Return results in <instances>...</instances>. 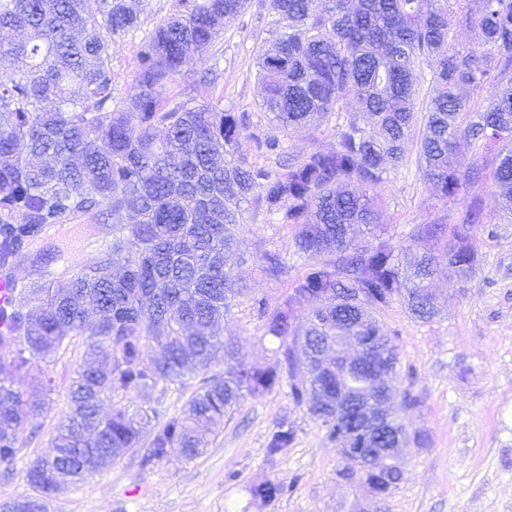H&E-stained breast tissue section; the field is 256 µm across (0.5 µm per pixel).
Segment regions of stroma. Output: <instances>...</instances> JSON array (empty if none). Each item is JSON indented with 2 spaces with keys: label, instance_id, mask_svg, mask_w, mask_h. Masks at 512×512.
I'll list each match as a JSON object with an SVG mask.
<instances>
[{
  "label": "stroma",
  "instance_id": "1",
  "mask_svg": "<svg viewBox=\"0 0 512 512\" xmlns=\"http://www.w3.org/2000/svg\"><path fill=\"white\" fill-rule=\"evenodd\" d=\"M172 0H139L141 28L111 45L114 92H129L142 42L165 17ZM267 14L260 0H251L242 16L226 22L223 34L209 48L207 65L221 69L222 79L204 84L198 72L176 77L166 92L168 103L179 101L187 83L197 85L196 97L231 112L251 115L249 129L239 138V151L251 164L265 165L252 133L269 129L259 106V48L269 39ZM362 123L357 103L340 118L281 133L287 151L306 147L330 149L336 143L337 121ZM417 143L405 145V162L391 171L383 185V226L394 242L404 241L410 228L432 222L452 223L464 200L442 201L425 182L417 166ZM479 263L470 278L440 279L438 314L430 321L415 319L401 304L381 312L379 320L399 349L401 386L421 400L406 409L409 432L423 435V444H409L403 453L404 480L385 499L371 498L365 489L341 483L336 472L342 460L306 406L295 404L287 381L257 397H246L224 418L205 454L187 460L179 456L148 468L128 453L106 471L79 487L54 495L48 512H512V217L502 211L493 184H485ZM108 225L88 214L49 227L33 246L45 260L56 283H65L80 269L94 265L109 241ZM254 256L241 274L255 287V296L279 305L308 265L294 256L293 229L275 224L262 208L250 203L237 228ZM279 252L287 273L269 280L259 271L265 253ZM241 299L222 326L221 334L236 341L244 364L267 366L277 357V339L264 333L252 310ZM83 362L81 338H67L62 349L41 368L50 389L30 375L15 376L25 399L42 404L21 438L13 470L0 476V499L31 495L25 469L35 457L52 451L51 438L63 420L70 378ZM200 384L191 376L184 385L150 397L118 393L114 405L135 410L145 400L157 401L174 414ZM292 427L295 441L285 453L269 459L266 446L279 426ZM273 481L284 486L282 496L268 502L253 499L251 489Z\"/></svg>",
  "mask_w": 512,
  "mask_h": 512
}]
</instances>
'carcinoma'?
I'll use <instances>...</instances> for the list:
<instances>
[{"label": "carcinoma", "instance_id": "cac0c4a2", "mask_svg": "<svg viewBox=\"0 0 512 512\" xmlns=\"http://www.w3.org/2000/svg\"><path fill=\"white\" fill-rule=\"evenodd\" d=\"M263 0L271 27L258 58L260 106L286 131L346 111L353 98L369 114L366 127L336 123V145L285 151L271 131L253 135L276 167H257L239 154L247 112L195 103L196 87L172 106L166 91L205 53L248 0H174L172 12L142 43L133 86L113 95L110 43L138 29L134 0H0V275L16 269L45 228L81 215L109 220L105 256L66 285L31 282L30 319L23 307L0 312L23 348L0 355V373L30 369L55 355L69 336H82L84 363L71 378L67 411L51 442L55 452L26 469L35 494L0 502V512H45L44 498L75 487L128 452L144 451L142 466L173 454L203 455L214 425L245 396L280 382L281 362L248 367L234 341L218 334L252 288L231 257L245 262L236 226L253 202L296 231V252L311 261L292 292L271 309L254 300L265 333L282 342L288 371L305 381L291 396L306 405L336 443L344 433L365 438V407L396 400L399 352L376 312L395 301L421 321L436 314L430 282L467 278L475 269L482 225L476 189L486 175L479 161L458 164L457 140L496 150L492 179L512 213V0H467L485 49L452 43L458 0ZM437 95L417 108L423 68ZM490 102L471 115V98ZM419 129L423 179L441 197L469 195L455 223L417 224L398 244L384 236L380 189L388 167L404 160V144ZM260 271L278 280L288 271L278 253ZM308 321L296 322L300 310ZM359 338L366 354H386L379 390L363 367L344 372L318 359V349ZM155 343L151 362L144 346ZM224 362L204 378L178 414L151 405L129 412L112 407L115 393L165 390ZM373 401H368V398ZM419 401L404 393L394 416L368 437L370 448L404 446L400 412ZM43 411L0 378V467L15 463L25 422ZM295 440L281 427L268 440L274 458ZM338 476L363 482L383 499L398 486V458L383 454L386 476L369 462L340 452ZM284 487L268 481L251 490L271 500Z\"/></svg>", "mask_w": 512, "mask_h": 512}]
</instances>
